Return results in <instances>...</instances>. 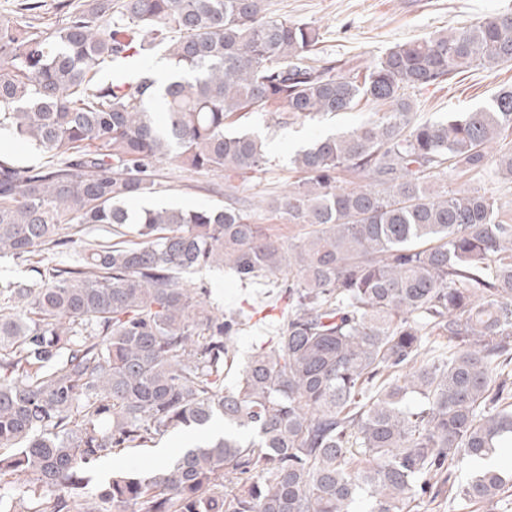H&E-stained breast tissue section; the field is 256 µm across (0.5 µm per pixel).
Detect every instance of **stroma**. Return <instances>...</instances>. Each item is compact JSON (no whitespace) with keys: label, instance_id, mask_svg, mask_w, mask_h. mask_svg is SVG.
<instances>
[{"label":"stroma","instance_id":"obj_1","mask_svg":"<svg viewBox=\"0 0 512 512\" xmlns=\"http://www.w3.org/2000/svg\"><path fill=\"white\" fill-rule=\"evenodd\" d=\"M265 14L288 18L320 28V58H344L368 66L390 48L468 24L484 14L512 10V0H264ZM512 85V62L492 68H479L455 76L449 82L416 93L414 110L420 120L438 121L451 112H468L487 104L501 88ZM375 108L359 102L352 110L314 121H301L288 129H277L267 112H254L242 119L240 127L259 134L267 142L269 159L264 171L248 180L226 179L223 171L192 172L163 164L160 174L164 192L159 203L194 209L219 201L234 200L252 208L254 223L265 225L289 245L299 244L307 226L289 223L287 216L271 212L267 203L300 178L290 160L317 136L340 133L374 118ZM448 186L491 195L502 204L503 218L512 223V179L494 169L480 173H449ZM201 280L210 290L213 303L225 311L264 308L269 300L264 286H245L231 269L205 271ZM273 327L252 318L234 340L240 356L267 343ZM200 433L181 429L165 435L151 448H130L99 462L100 473L135 466L148 469L176 458L184 448L199 441Z\"/></svg>","mask_w":512,"mask_h":512}]
</instances>
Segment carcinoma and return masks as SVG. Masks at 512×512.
I'll use <instances>...</instances> for the list:
<instances>
[{"label": "carcinoma", "instance_id": "1", "mask_svg": "<svg viewBox=\"0 0 512 512\" xmlns=\"http://www.w3.org/2000/svg\"><path fill=\"white\" fill-rule=\"evenodd\" d=\"M27 0L0 19V131L44 162L0 158V482L33 476L27 512H498L512 467L461 471L512 448V224L493 196L439 187L491 165L512 178V89L421 122L412 94L512 62V12L397 45L366 73L320 61L319 29L264 0ZM164 49L177 73L113 71ZM386 106L320 136L268 207L312 227L294 247L235 203H127L163 192L160 165L264 171L235 129ZM134 239L108 243L98 232ZM232 267L288 300L240 367L243 327L197 283ZM224 433L209 434L215 421ZM205 438L174 461L102 479L115 451L171 431Z\"/></svg>", "mask_w": 512, "mask_h": 512}]
</instances>
